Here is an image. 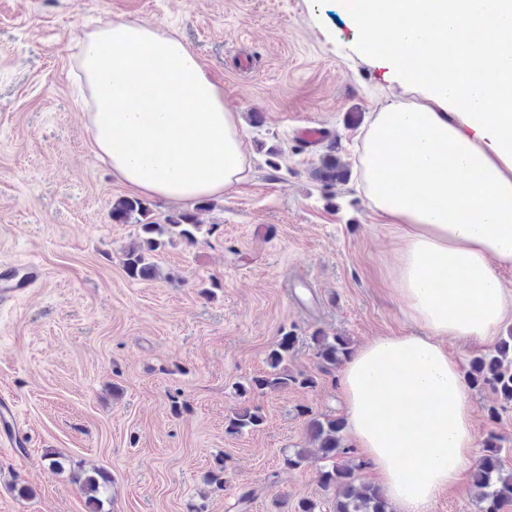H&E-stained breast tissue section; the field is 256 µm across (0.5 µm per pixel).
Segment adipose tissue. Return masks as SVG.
<instances>
[{
    "mask_svg": "<svg viewBox=\"0 0 512 512\" xmlns=\"http://www.w3.org/2000/svg\"><path fill=\"white\" fill-rule=\"evenodd\" d=\"M425 103L385 104L363 134L366 197L397 247L394 296L418 332L360 345L340 373L345 422L394 512H432L475 435L463 371L443 345L490 341L512 307V0H372ZM90 145L128 189L170 203L223 196L245 170L224 90L172 31L117 20L77 43Z\"/></svg>",
    "mask_w": 512,
    "mask_h": 512,
    "instance_id": "obj_1",
    "label": "adipose tissue"
}]
</instances>
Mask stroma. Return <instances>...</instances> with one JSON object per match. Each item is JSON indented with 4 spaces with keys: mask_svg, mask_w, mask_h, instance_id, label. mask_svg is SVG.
Wrapping results in <instances>:
<instances>
[{
    "mask_svg": "<svg viewBox=\"0 0 512 512\" xmlns=\"http://www.w3.org/2000/svg\"><path fill=\"white\" fill-rule=\"evenodd\" d=\"M114 20L176 31L245 125L243 180L211 210L187 204L198 242H167L150 281L123 270L139 227L113 222L127 190L91 152L75 101V44ZM385 55L345 0H0V262L32 260L45 274L0 308V392L13 394L28 439L23 451L0 446V512H86L70 472L48 470L49 449L107 471L112 512H237L247 490V512H273L277 495L330 503L320 461L288 470L281 452L308 445L300 408L343 416L337 375L254 397L265 416L255 431L230 435L225 421L282 332L297 338L291 371L319 374L314 331L357 346L416 329L389 293L395 244L355 168L373 112L422 100ZM304 126L324 140L304 145ZM330 151L350 172L325 188L313 170ZM214 280L215 296L203 294ZM175 395L188 411L172 412ZM470 402L474 456L497 433L512 470V408L491 419L498 398L486 388ZM218 456L226 483L208 491Z\"/></svg>",
    "mask_w": 512,
    "mask_h": 512,
    "instance_id": "stroma-1",
    "label": "stroma"
}]
</instances>
